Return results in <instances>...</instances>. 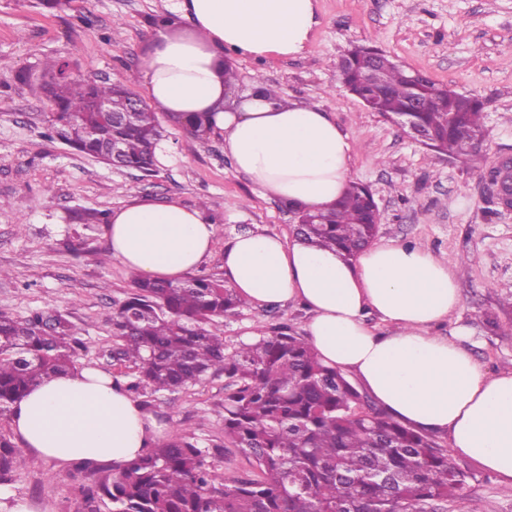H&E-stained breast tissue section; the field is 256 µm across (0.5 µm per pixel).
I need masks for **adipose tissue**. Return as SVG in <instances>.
<instances>
[{"label":"adipose tissue","instance_id":"obj_1","mask_svg":"<svg viewBox=\"0 0 512 512\" xmlns=\"http://www.w3.org/2000/svg\"><path fill=\"white\" fill-rule=\"evenodd\" d=\"M186 26L160 28L141 65L151 105L167 115L208 112L238 172L262 195L310 210L338 200L352 179L355 144L319 105L263 87L230 99L224 56L301 54L318 23L315 0H175ZM217 228L203 208L134 198L113 209V258L144 279L179 282L212 252ZM224 279L252 305L308 309L309 343L354 375L398 421L448 435L454 451L512 482V372L487 375L463 342L432 334L458 308L455 262L421 248L373 244L353 260L275 236L245 233L224 249ZM377 315L389 330L366 324ZM30 452L114 470L155 443L138 400L108 373L78 366L45 379L12 407Z\"/></svg>","mask_w":512,"mask_h":512}]
</instances>
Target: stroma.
Masks as SVG:
<instances>
[{
    "mask_svg": "<svg viewBox=\"0 0 512 512\" xmlns=\"http://www.w3.org/2000/svg\"><path fill=\"white\" fill-rule=\"evenodd\" d=\"M170 0H69L49 11L37 0H0V311L26 316L58 309L81 332L79 362L117 374L112 313L132 289L131 271L111 256L108 227L74 221L77 211L111 212L131 197L204 206L217 227L200 273H221L224 248L247 232L295 238V216L236 171L222 137L195 141L169 126L172 161L156 176L115 170L49 138L51 106L42 89L47 61L68 63L85 81L119 82L142 94L140 67ZM312 42L289 59L232 58L237 92L271 86L320 105L356 142L353 179L369 186L380 210L377 239L417 245L439 257H466L458 268L460 305L436 335L469 330L467 345L484 372L512 370V212L487 201L488 172L429 151L370 111L339 79L355 44L370 45L437 85L483 103L489 159L512 158V0H316ZM308 310L297 303L245 305L224 319L234 349L284 327L305 336ZM223 374L179 392L139 398L159 440L191 437L216 473L249 471L224 437ZM461 494L484 512H512V483L456 457ZM98 472L25 453L0 483V512H80Z\"/></svg>",
    "mask_w": 512,
    "mask_h": 512,
    "instance_id": "35a3bbf8",
    "label": "stroma"
}]
</instances>
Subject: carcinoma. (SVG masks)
<instances>
[{
	"mask_svg": "<svg viewBox=\"0 0 512 512\" xmlns=\"http://www.w3.org/2000/svg\"><path fill=\"white\" fill-rule=\"evenodd\" d=\"M371 52L356 47L339 67L341 81L371 101V111L405 113L428 133L429 149L486 163L479 100L417 82L387 57L367 81ZM44 77L59 108L51 133L97 159L115 143L127 168L155 175L154 147L167 134L148 105L126 112L132 96L126 86L72 77L65 62L46 65ZM94 99L111 111H89ZM168 120L192 139L209 135L203 113ZM290 209L301 220L296 238L349 257L379 231L369 190L356 182L327 211ZM245 304L216 274L175 284L135 277L112 313V336L116 360L134 370L126 385L132 393L176 392L224 374V438L257 473L217 476L206 451L173 436L105 476L85 493L86 502L109 503L111 512H448L466 475L447 450L373 406L341 371L324 365L307 340L274 331L231 351L224 347V316ZM82 349L78 329L57 311L25 317L0 311V416L30 388L72 369ZM20 458V449L0 434V481Z\"/></svg>",
	"mask_w": 512,
	"mask_h": 512,
	"instance_id": "cac0c4a2",
	"label": "carcinoma"
}]
</instances>
